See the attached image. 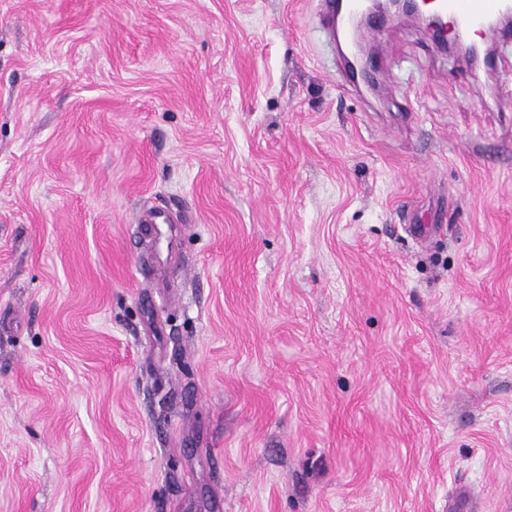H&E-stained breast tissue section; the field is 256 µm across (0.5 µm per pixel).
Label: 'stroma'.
<instances>
[{"instance_id":"1","label":"stroma","mask_w":512,"mask_h":512,"mask_svg":"<svg viewBox=\"0 0 512 512\" xmlns=\"http://www.w3.org/2000/svg\"><path fill=\"white\" fill-rule=\"evenodd\" d=\"M316 6L0 0V512H512V79ZM320 6L318 17L320 27L329 33L333 40L339 35H348L346 41V73L352 79L360 77L363 81L361 74L364 70L352 56L354 44L359 42L360 39L371 38V32L376 30L378 25L373 20H369L363 29L347 30L349 18L362 10L361 0H320Z\"/></svg>"}]
</instances>
